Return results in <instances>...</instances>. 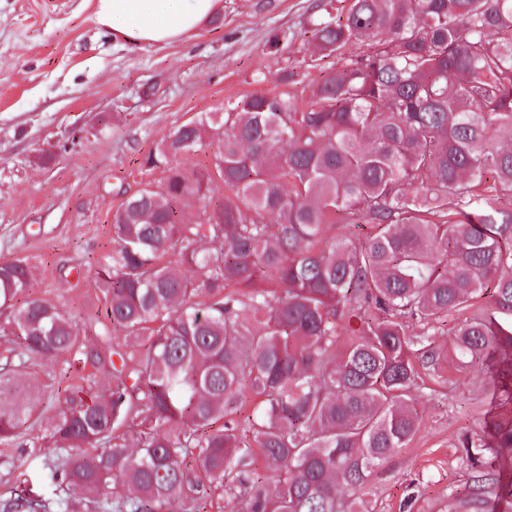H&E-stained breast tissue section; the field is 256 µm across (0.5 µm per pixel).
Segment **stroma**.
<instances>
[{
    "label": "stroma",
    "instance_id": "1",
    "mask_svg": "<svg viewBox=\"0 0 512 512\" xmlns=\"http://www.w3.org/2000/svg\"><path fill=\"white\" fill-rule=\"evenodd\" d=\"M348 0H221L203 27L178 41L131 43L99 23L96 0H0V260L33 265L29 294L82 316L103 307L97 263L110 253L107 216L122 190L158 184L143 156L178 126L254 93L296 102L334 64L309 39ZM496 363L424 368L412 394L421 427L371 476L369 512H512V448L489 442L480 457L496 482L479 510L476 474L459 439L512 422V385ZM92 365L32 367L42 396L17 438L0 444V500L23 492L52 499L54 456L36 436L51 428L65 390Z\"/></svg>",
    "mask_w": 512,
    "mask_h": 512
}]
</instances>
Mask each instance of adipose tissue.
Instances as JSON below:
<instances>
[{
	"instance_id": "adipose-tissue-1",
	"label": "adipose tissue",
	"mask_w": 512,
	"mask_h": 512,
	"mask_svg": "<svg viewBox=\"0 0 512 512\" xmlns=\"http://www.w3.org/2000/svg\"><path fill=\"white\" fill-rule=\"evenodd\" d=\"M220 0H97V15L129 42L168 43L210 21Z\"/></svg>"
}]
</instances>
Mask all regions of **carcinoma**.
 <instances>
[{
    "label": "carcinoma",
    "instance_id": "obj_1",
    "mask_svg": "<svg viewBox=\"0 0 512 512\" xmlns=\"http://www.w3.org/2000/svg\"><path fill=\"white\" fill-rule=\"evenodd\" d=\"M312 39L336 62L305 105L253 94L143 158L164 181L112 212L95 343L51 302L13 307L31 266L0 263L26 360L110 378L50 431L51 481L81 498L0 512H367L357 492L419 432L418 366L512 351V0H349ZM206 139L210 165L178 163ZM464 312L449 359L429 337ZM38 400L0 368L1 440ZM484 446L461 441L474 469Z\"/></svg>",
    "mask_w": 512,
    "mask_h": 512
}]
</instances>
